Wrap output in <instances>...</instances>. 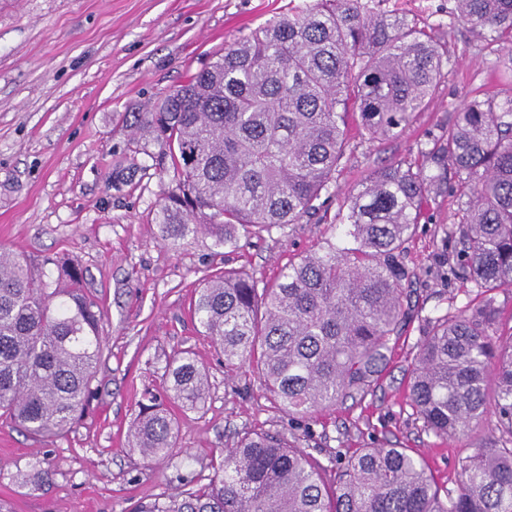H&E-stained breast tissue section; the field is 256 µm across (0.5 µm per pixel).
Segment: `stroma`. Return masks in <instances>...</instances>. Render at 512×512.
Here are the masks:
<instances>
[{
  "instance_id": "obj_1",
  "label": "stroma",
  "mask_w": 512,
  "mask_h": 512,
  "mask_svg": "<svg viewBox=\"0 0 512 512\" xmlns=\"http://www.w3.org/2000/svg\"><path fill=\"white\" fill-rule=\"evenodd\" d=\"M311 2L0 0V247L34 262L77 261L104 337L96 396L72 432L37 439L0 422V499L12 512H129L136 502L181 492L182 476L207 484L220 453L251 430L284 435L331 470L362 448H405L441 488L455 489L479 431L436 437L408 398L425 318L457 314L482 298L451 273L462 248L455 194L431 203L406 245L416 315L391 341L389 362L365 397L305 422L291 418L251 368L225 372L192 312L200 280L219 269L245 267L263 284L318 251L368 172L425 163V150L474 89L512 95V81L495 68L500 43L457 22L455 0H374L445 46V78L399 137L370 141L351 131L335 182L302 223L243 233L227 247L203 233L167 242L155 212L169 175H158L142 154L125 179L112 175L132 137L131 113L149 111L226 43ZM182 350L207 367L209 398L201 411H175L177 456L151 468L129 450L127 431L145 394H162L166 362ZM37 462L51 469L48 482L18 479Z\"/></svg>"
}]
</instances>
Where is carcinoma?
I'll list each match as a JSON object with an SVG mask.
<instances>
[{
    "label": "carcinoma",
    "instance_id": "cac0c4a2",
    "mask_svg": "<svg viewBox=\"0 0 512 512\" xmlns=\"http://www.w3.org/2000/svg\"><path fill=\"white\" fill-rule=\"evenodd\" d=\"M455 18L484 38L512 39V0H457ZM447 62L426 30L363 0H314L225 45L135 116L132 153L173 173L155 213L162 238L204 233L219 247L241 230L301 223L336 179L349 123L374 140L398 137ZM427 158L428 169L399 161L372 170L336 213L325 246L263 287L244 269L207 277L193 315L224 368L249 363L288 412L355 399L413 317L404 244L429 203L455 192L461 273L485 299L431 324L409 397L439 437L483 426L457 489L441 491L403 448H365L329 485L302 449L246 432L208 483L187 478L188 489L132 512H512V333H498L492 297L512 287V96L463 105ZM96 308L79 264L48 257L36 270L0 248V419L39 438L73 428L95 397L104 350ZM165 383L170 402L204 409L208 377L193 351L173 355ZM176 435L168 406L148 395L130 447L149 464H171Z\"/></svg>",
    "mask_w": 512,
    "mask_h": 512
}]
</instances>
